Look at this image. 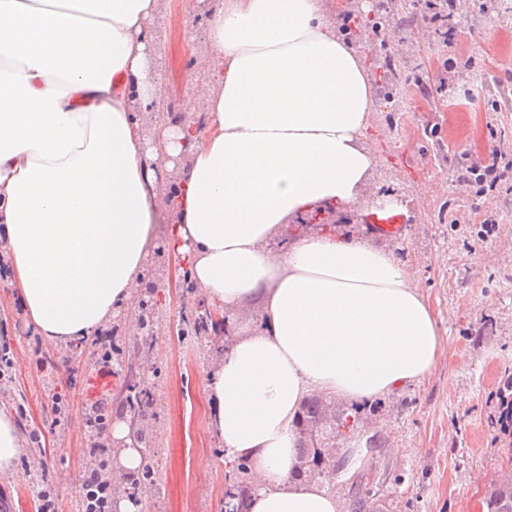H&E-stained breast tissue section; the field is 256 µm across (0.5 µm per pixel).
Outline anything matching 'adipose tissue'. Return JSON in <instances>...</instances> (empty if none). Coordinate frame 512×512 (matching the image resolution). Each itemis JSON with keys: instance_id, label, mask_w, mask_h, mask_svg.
Returning a JSON list of instances; mask_svg holds the SVG:
<instances>
[{"instance_id": "ef3b65f1", "label": "adipose tissue", "mask_w": 512, "mask_h": 512, "mask_svg": "<svg viewBox=\"0 0 512 512\" xmlns=\"http://www.w3.org/2000/svg\"><path fill=\"white\" fill-rule=\"evenodd\" d=\"M160 0H0V253L40 336L75 342L127 305L161 217L234 340L206 378L250 512H340L294 479L301 403L423 381L440 328L408 265L348 236L267 248L288 221L357 201L376 156L371 87L322 0H215L203 126L146 129ZM176 173L179 190L162 192ZM260 307L263 323H241Z\"/></svg>"}]
</instances>
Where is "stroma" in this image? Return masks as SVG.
Returning <instances> with one entry per match:
<instances>
[{"instance_id":"obj_1","label":"stroma","mask_w":512,"mask_h":512,"mask_svg":"<svg viewBox=\"0 0 512 512\" xmlns=\"http://www.w3.org/2000/svg\"><path fill=\"white\" fill-rule=\"evenodd\" d=\"M389 2L323 0L336 21L375 16L389 34L385 47L373 35L352 41L372 90L389 74L400 103L398 110L369 114L377 162L363 194L351 206L290 220L268 247L277 254L319 232L367 239L410 266L440 321L441 351L428 377L375 401L370 429L384 442L358 457L372 464L375 479L355 487L348 468L320 480V487L340 494L342 512L375 504L384 512H487L485 487L512 458V437L496 424L499 390L512 374V194L475 195L458 184L457 168L461 155L480 158L495 146L512 154V11L480 14L464 6L433 24L424 5L403 19L386 13ZM206 8L205 0L194 8L188 0H163L153 23L161 111L174 121L196 120V101L208 92ZM379 195L394 198L406 219L398 239L363 231L377 221L371 200ZM183 267L166 234H159L131 304L108 324L119 352L107 379L94 364L89 338L44 343L57 368L37 370L29 350L37 331L0 277V333L15 359L10 382L0 386V408L26 411L18 426L17 472H0L7 512H35L43 462L59 512H78L82 415L104 397L112 401L113 421L129 424L142 456L155 466L139 512H224V494L239 471L224 463L205 393L207 373L224 354V336L182 333L184 319L207 304ZM54 386L67 418L52 429ZM34 431L39 440L31 439ZM396 447L409 449V456H394Z\"/></svg>"}]
</instances>
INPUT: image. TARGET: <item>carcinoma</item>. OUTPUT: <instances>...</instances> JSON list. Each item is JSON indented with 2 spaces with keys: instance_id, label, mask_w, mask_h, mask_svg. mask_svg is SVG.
Here are the masks:
<instances>
[{
  "instance_id": "1",
  "label": "carcinoma",
  "mask_w": 512,
  "mask_h": 512,
  "mask_svg": "<svg viewBox=\"0 0 512 512\" xmlns=\"http://www.w3.org/2000/svg\"><path fill=\"white\" fill-rule=\"evenodd\" d=\"M216 327L208 307L194 311L191 321L186 323V329L196 333H206ZM500 400L504 407V427L512 430V375L500 390ZM368 412L365 405L336 403L319 395L307 398L296 422L300 466L294 472L295 478L304 481L321 479L346 468L351 463V456L333 461L330 450L345 433L363 431ZM249 494L250 489L244 482H239L236 488L226 493L225 512H249ZM486 498L488 512H512V459L508 460V467L498 479L487 486Z\"/></svg>"
}]
</instances>
